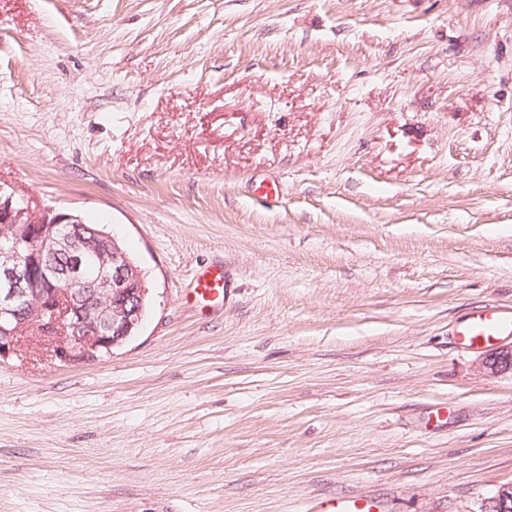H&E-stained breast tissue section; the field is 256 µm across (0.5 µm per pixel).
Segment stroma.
<instances>
[{
  "label": "stroma",
  "mask_w": 512,
  "mask_h": 512,
  "mask_svg": "<svg viewBox=\"0 0 512 512\" xmlns=\"http://www.w3.org/2000/svg\"><path fill=\"white\" fill-rule=\"evenodd\" d=\"M0 185L151 282L111 354L0 359V512L512 483V375L453 334L512 311V0H0ZM188 293L194 301H213L223 296L225 292L224 272L218 268L200 270L192 281Z\"/></svg>",
  "instance_id": "1"
}]
</instances>
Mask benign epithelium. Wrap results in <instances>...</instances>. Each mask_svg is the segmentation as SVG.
<instances>
[{
    "instance_id": "7a95c632",
    "label": "benign epithelium",
    "mask_w": 512,
    "mask_h": 512,
    "mask_svg": "<svg viewBox=\"0 0 512 512\" xmlns=\"http://www.w3.org/2000/svg\"><path fill=\"white\" fill-rule=\"evenodd\" d=\"M81 228L80 216L34 207L0 186V358L35 332L60 360H90L138 330L147 293L141 269L109 233L87 239ZM87 253L100 268L91 280L83 273ZM480 367L512 373V344L489 350ZM481 512H512V483L485 499Z\"/></svg>"
}]
</instances>
